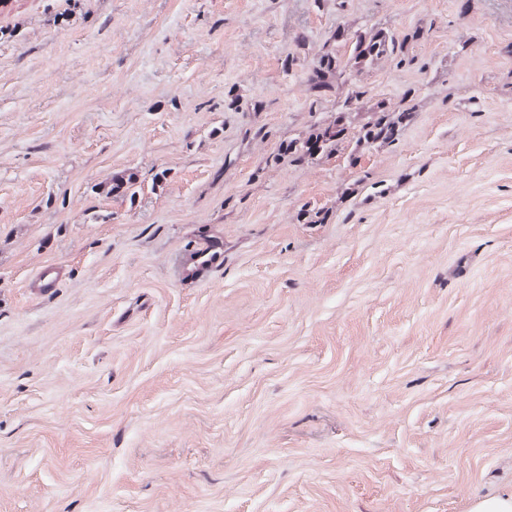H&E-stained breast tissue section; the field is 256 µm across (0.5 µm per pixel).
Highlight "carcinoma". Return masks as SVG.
I'll return each mask as SVG.
<instances>
[{"mask_svg": "<svg viewBox=\"0 0 512 512\" xmlns=\"http://www.w3.org/2000/svg\"><path fill=\"white\" fill-rule=\"evenodd\" d=\"M405 42L398 41L390 35L382 32H370L356 38L351 59L347 62L338 60V64L328 70V74L340 77L344 73L354 69L359 71L371 66L381 56H397V65H402L405 59ZM360 93L346 97L341 111L338 112L340 120L344 122L341 133H336L333 125L319 126L307 137L288 142L283 151L288 153V160L297 164H309L319 158L333 156L337 153L348 154V157L356 160L358 155L374 149L391 141V138L375 133V127L384 121L390 127H404V120L411 117V111L405 109L401 112H389L381 109L373 121L356 124L352 120V111L358 102ZM138 193L136 174L131 173L125 179H119L109 184L106 194L121 197H136Z\"/></svg>", "mask_w": 512, "mask_h": 512, "instance_id": "1", "label": "carcinoma"}]
</instances>
